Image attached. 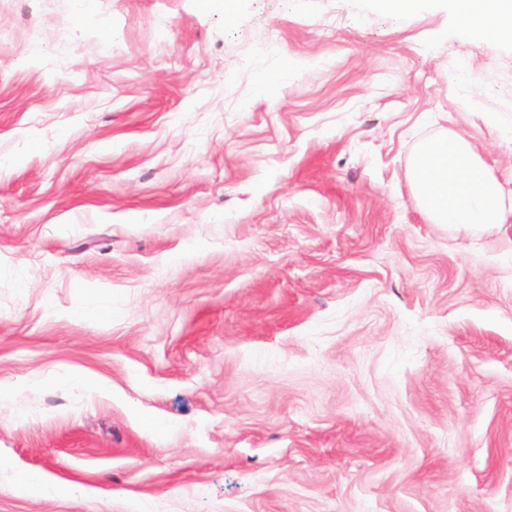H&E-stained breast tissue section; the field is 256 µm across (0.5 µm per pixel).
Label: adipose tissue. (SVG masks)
<instances>
[{"label":"adipose tissue","mask_w":512,"mask_h":512,"mask_svg":"<svg viewBox=\"0 0 512 512\" xmlns=\"http://www.w3.org/2000/svg\"><path fill=\"white\" fill-rule=\"evenodd\" d=\"M463 34L474 44L512 39V0H456ZM424 212L439 224H502L506 214L497 180L463 138L428 142L411 171Z\"/></svg>","instance_id":"1"}]
</instances>
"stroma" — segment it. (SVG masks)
<instances>
[{
	"label": "stroma",
	"instance_id": "stroma-1",
	"mask_svg": "<svg viewBox=\"0 0 512 512\" xmlns=\"http://www.w3.org/2000/svg\"><path fill=\"white\" fill-rule=\"evenodd\" d=\"M0 28V512H512V222L434 223L409 180L458 135L512 208V41L455 0ZM13 480L20 490L33 491L46 498L58 496L63 491L62 484L38 470L16 472L13 474Z\"/></svg>",
	"mask_w": 512,
	"mask_h": 512
}]
</instances>
